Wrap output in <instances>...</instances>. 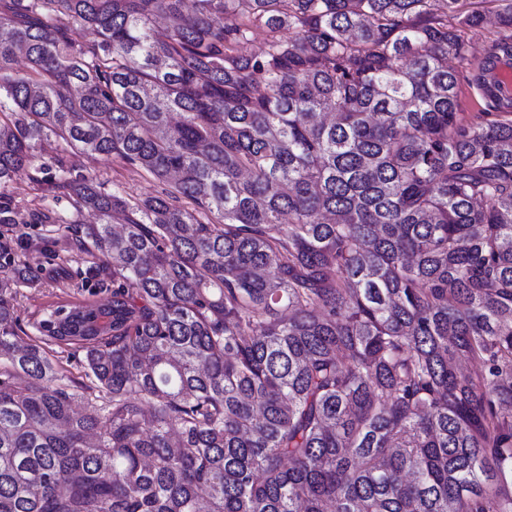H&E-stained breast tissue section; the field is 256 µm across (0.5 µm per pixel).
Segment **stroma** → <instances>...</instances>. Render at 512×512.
Masks as SVG:
<instances>
[{"mask_svg": "<svg viewBox=\"0 0 512 512\" xmlns=\"http://www.w3.org/2000/svg\"><path fill=\"white\" fill-rule=\"evenodd\" d=\"M481 9L484 21L480 27L461 33L464 57H448V65L458 78L461 115L474 124L479 123L489 106L470 82V67L481 60L491 42L503 32L495 5L486 0ZM58 157L64 158L74 172L96 179L105 188L121 189L132 200L157 195L163 188L150 174L118 158L107 160L82 154L53 139L45 142L41 161L46 168L39 180H32L29 171L22 170L6 191L14 220L10 230L20 240L16 252L36 268L39 278L38 287L20 288L15 300L16 314L24 325L38 318L44 308L57 303H103L111 297V280L91 272L86 255L70 249L80 225L95 223L96 218L86 211L76 212L68 194L55 189L50 167Z\"/></svg>", "mask_w": 512, "mask_h": 512, "instance_id": "1", "label": "stroma"}]
</instances>
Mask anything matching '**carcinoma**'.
I'll use <instances>...</instances> for the list:
<instances>
[{
	"label": "carcinoma",
	"instance_id": "obj_1",
	"mask_svg": "<svg viewBox=\"0 0 512 512\" xmlns=\"http://www.w3.org/2000/svg\"><path fill=\"white\" fill-rule=\"evenodd\" d=\"M462 2L0 0V198L51 137L178 175L56 160L112 297L33 337L0 246V512H512V0L476 125Z\"/></svg>",
	"mask_w": 512,
	"mask_h": 512
}]
</instances>
